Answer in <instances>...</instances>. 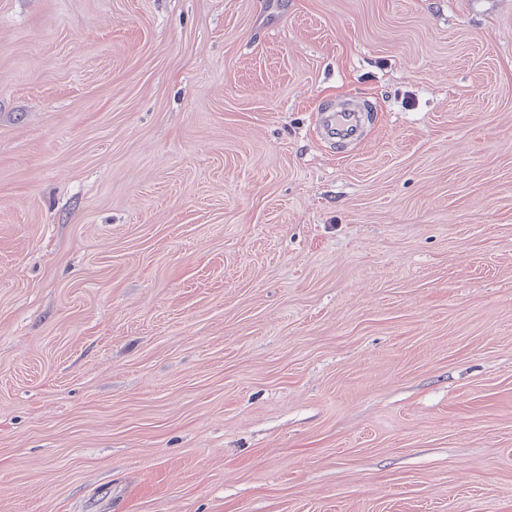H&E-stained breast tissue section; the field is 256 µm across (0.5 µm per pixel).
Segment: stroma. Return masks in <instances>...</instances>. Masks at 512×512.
Segmentation results:
<instances>
[{
  "instance_id": "stroma-1",
  "label": "stroma",
  "mask_w": 512,
  "mask_h": 512,
  "mask_svg": "<svg viewBox=\"0 0 512 512\" xmlns=\"http://www.w3.org/2000/svg\"><path fill=\"white\" fill-rule=\"evenodd\" d=\"M0 512H512V0H0ZM360 110L347 107L325 115L322 125L326 135L336 140H352L358 136L361 124Z\"/></svg>"
}]
</instances>
